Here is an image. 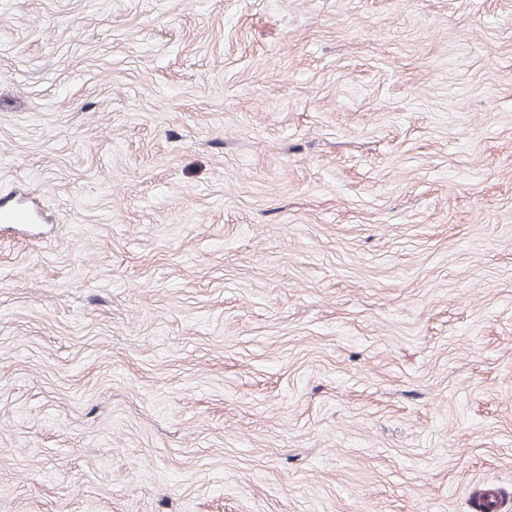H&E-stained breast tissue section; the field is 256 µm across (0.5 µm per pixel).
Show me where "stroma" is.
Returning <instances> with one entry per match:
<instances>
[{
    "instance_id": "1",
    "label": "stroma",
    "mask_w": 512,
    "mask_h": 512,
    "mask_svg": "<svg viewBox=\"0 0 512 512\" xmlns=\"http://www.w3.org/2000/svg\"><path fill=\"white\" fill-rule=\"evenodd\" d=\"M0 512L512 495V0H0Z\"/></svg>"
}]
</instances>
